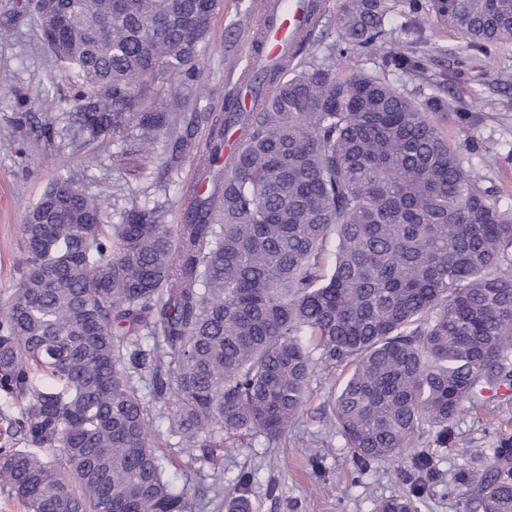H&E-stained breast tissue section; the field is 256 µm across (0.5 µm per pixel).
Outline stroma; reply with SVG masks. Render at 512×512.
Segmentation results:
<instances>
[{"label": "stroma", "mask_w": 512, "mask_h": 512, "mask_svg": "<svg viewBox=\"0 0 512 512\" xmlns=\"http://www.w3.org/2000/svg\"><path fill=\"white\" fill-rule=\"evenodd\" d=\"M260 0H223L210 23V42L197 80L196 111L223 120L224 100L236 90V78L252 51V12ZM427 42H417L412 24L395 25L391 38L430 59L432 71L451 73L439 87L449 102L462 101L477 111L472 125L447 127L452 143L473 150L478 172L512 202V45L476 56L456 31L433 33L422 21ZM76 88L45 48L28 17L13 21L0 39V299L17 285L18 249L25 211L45 187L70 176L88 193L105 195L111 218L132 202L156 203L168 211V223L180 220L177 188L200 179L193 158L168 170L169 135H160L149 156L135 154L133 144L107 140L83 147L64 115V98ZM47 129L34 143L33 132ZM340 372L316 370L302 414L279 447L260 436L225 437L214 459L203 460L202 473L188 467L180 449H166L177 488L196 503V512H225L224 495L235 488L239 473L252 475L248 496L253 512H376L380 498L407 493L420 452L434 459L435 470L417 506L418 512H460L459 486L473 487L484 476L496 434L512 432V390L494 396L479 413H463L447 446H437L422 431L400 462L373 461L358 466L351 449L330 420V406L342 384ZM319 456L322 470L309 459Z\"/></svg>", "instance_id": "1"}]
</instances>
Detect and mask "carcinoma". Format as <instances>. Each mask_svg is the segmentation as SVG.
<instances>
[{
  "label": "carcinoma",
  "instance_id": "1",
  "mask_svg": "<svg viewBox=\"0 0 512 512\" xmlns=\"http://www.w3.org/2000/svg\"><path fill=\"white\" fill-rule=\"evenodd\" d=\"M399 0H341L338 55L279 61L258 112L224 100L199 169L180 185L182 222L108 202L60 177L25 215L19 282L0 302V475L26 512H195L164 477L142 389L168 410L178 448L214 456L224 434H288L319 366L347 377L336 426L361 462H397L424 428L438 445L484 392L512 388V207L483 184L441 120L471 114L395 46ZM221 0H21L56 59L74 70L67 119L81 144L124 131L149 155L201 116L192 102ZM471 49L512 44V0H425ZM414 73L416 90L391 82ZM240 133L224 154V134ZM336 239L332 272L325 248ZM149 374L143 379V374ZM421 489L376 512H417ZM225 512H253L235 490ZM466 512H512V434Z\"/></svg>",
  "mask_w": 512,
  "mask_h": 512
}]
</instances>
